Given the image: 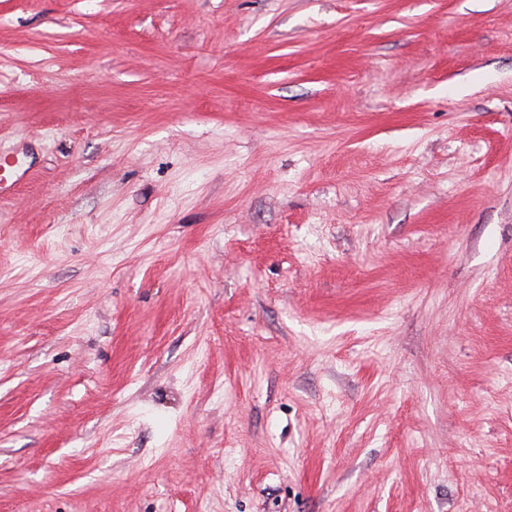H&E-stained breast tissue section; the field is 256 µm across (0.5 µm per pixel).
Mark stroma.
Segmentation results:
<instances>
[{"instance_id": "obj_1", "label": "stroma", "mask_w": 512, "mask_h": 512, "mask_svg": "<svg viewBox=\"0 0 512 512\" xmlns=\"http://www.w3.org/2000/svg\"><path fill=\"white\" fill-rule=\"evenodd\" d=\"M0 512H512V0H0Z\"/></svg>"}]
</instances>
